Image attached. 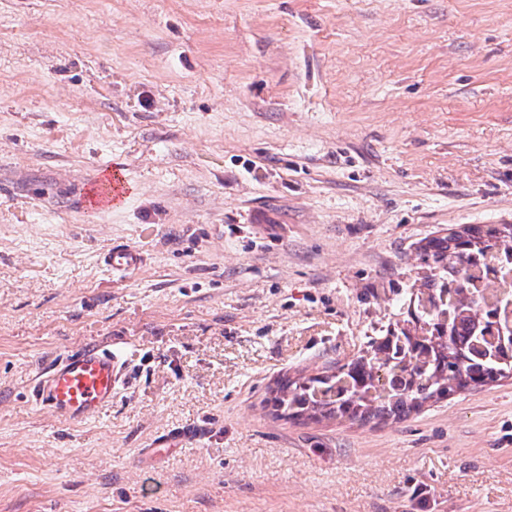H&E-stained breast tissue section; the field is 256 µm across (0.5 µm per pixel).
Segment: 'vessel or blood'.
<instances>
[{
  "label": "vessel or blood",
  "mask_w": 512,
  "mask_h": 512,
  "mask_svg": "<svg viewBox=\"0 0 512 512\" xmlns=\"http://www.w3.org/2000/svg\"><path fill=\"white\" fill-rule=\"evenodd\" d=\"M123 191L119 177L98 179L89 186L88 208L108 206ZM104 266L113 272L137 269L142 258L134 249L118 244L102 255ZM128 380V365L122 354L105 346H83L55 361L35 379L34 403L57 420L79 424L111 404Z\"/></svg>",
  "instance_id": "obj_1"
}]
</instances>
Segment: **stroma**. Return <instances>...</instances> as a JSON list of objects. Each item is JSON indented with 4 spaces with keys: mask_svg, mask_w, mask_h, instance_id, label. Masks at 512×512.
<instances>
[{
    "mask_svg": "<svg viewBox=\"0 0 512 512\" xmlns=\"http://www.w3.org/2000/svg\"><path fill=\"white\" fill-rule=\"evenodd\" d=\"M462 224H512V0H0V512H512L511 378L365 425L264 402ZM93 343L112 404L31 408ZM123 192L122 180L113 175L111 179H97L89 186V191L85 198L86 206L89 209H102L108 206ZM102 262L111 272H127L137 269L142 263V258L134 249L117 244L103 253ZM127 381L128 365L120 352L82 346L41 371L31 395L57 420L79 424L112 404Z\"/></svg>",
    "mask_w": 512,
    "mask_h": 512,
    "instance_id": "obj_1",
    "label": "stroma"
}]
</instances>
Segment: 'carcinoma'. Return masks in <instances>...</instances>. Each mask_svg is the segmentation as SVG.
I'll use <instances>...</instances> for the list:
<instances>
[{"label": "carcinoma", "mask_w": 512, "mask_h": 512, "mask_svg": "<svg viewBox=\"0 0 512 512\" xmlns=\"http://www.w3.org/2000/svg\"><path fill=\"white\" fill-rule=\"evenodd\" d=\"M425 274L391 288L407 318L331 373L280 377L267 403L289 420H400L459 390L512 377L502 339L512 296V224H467L420 247Z\"/></svg>", "instance_id": "1"}]
</instances>
